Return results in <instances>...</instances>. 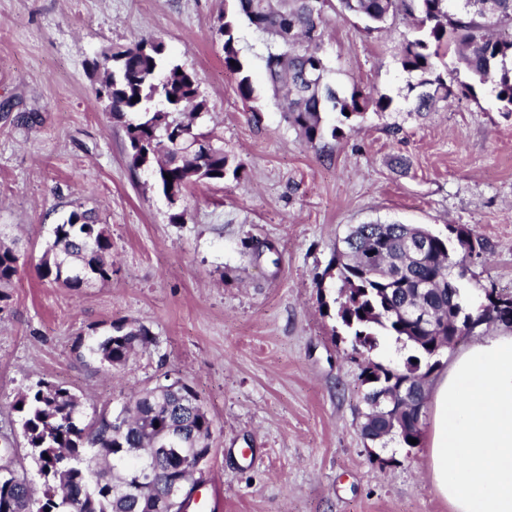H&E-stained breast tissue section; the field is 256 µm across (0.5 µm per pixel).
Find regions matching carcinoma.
I'll return each instance as SVG.
<instances>
[{"mask_svg": "<svg viewBox=\"0 0 512 512\" xmlns=\"http://www.w3.org/2000/svg\"><path fill=\"white\" fill-rule=\"evenodd\" d=\"M329 0H232L224 8L217 32L223 40L224 68L238 76V92L245 102L260 92L237 48L241 21L266 37L268 81L287 100L286 122L305 141L314 144L326 134L324 114L335 112L346 121L371 108L387 110L392 99L357 87L341 91L331 79V68L321 54L325 10ZM341 14L360 21L364 30L384 27L403 10L413 19V35L401 43L398 62L416 78L410 90L416 111L461 94L474 86H490L503 112H512V0H338ZM453 53L464 66L468 81L450 82L438 72V63ZM322 61V84L307 93L300 79L308 64ZM235 64H230V61ZM93 67L104 70L95 93L123 125L127 158L132 169L166 164L172 183L184 190L193 184H218L240 178L244 164L224 152V141L214 130L203 129L208 112L193 74L180 70L166 55L163 43L143 39L133 47H113L101 53ZM192 132L209 142L205 154L191 151V143L176 140L169 128ZM416 229L406 224H359L336 249L335 268L340 282L334 298L336 321L350 336L352 349L369 353L383 336L410 343L416 355L402 368L369 361L359 380L365 386L361 432L374 443L420 439L424 404L417 392L408 393L399 426L392 431L378 424L375 401L381 390L392 391L401 382L417 378L426 385L438 365L436 357L451 348L459 330L471 333L482 323L512 328V308L492 297L477 311L462 301L455 272H463L473 247L471 231H460L458 243L436 236L429 250L411 256L406 241ZM22 256L0 236V288L18 274ZM43 281L80 290L112 276V240L88 211L70 212L54 225L52 239L37 264ZM453 298H448V293ZM431 310L436 327L426 329L396 314L405 299ZM142 325L112 323L88 346V352L109 369L122 370L138 352L152 344ZM12 408L22 415L23 436L30 457L45 480V500L34 497L24 467L0 469V512H186L193 494L196 467L212 448L214 422L197 393L179 379L158 382L133 392L122 409L104 411L84 422L82 403L69 389L39 381L19 394ZM123 418L116 434L112 422ZM169 435L173 449L155 447ZM154 471L156 481H138V468Z\"/></svg>", "mask_w": 512, "mask_h": 512, "instance_id": "cac0c4a2", "label": "carcinoma"}]
</instances>
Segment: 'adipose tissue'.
<instances>
[{
  "label": "adipose tissue",
  "mask_w": 512,
  "mask_h": 512,
  "mask_svg": "<svg viewBox=\"0 0 512 512\" xmlns=\"http://www.w3.org/2000/svg\"><path fill=\"white\" fill-rule=\"evenodd\" d=\"M427 457L448 512H512V331L450 358L433 387Z\"/></svg>",
  "instance_id": "obj_1"
}]
</instances>
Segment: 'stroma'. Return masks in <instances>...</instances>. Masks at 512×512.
<instances>
[{"label":"stroma","instance_id":"35a3bbf8","mask_svg":"<svg viewBox=\"0 0 512 512\" xmlns=\"http://www.w3.org/2000/svg\"><path fill=\"white\" fill-rule=\"evenodd\" d=\"M224 0H0V232L27 255L0 302V465L29 463L12 404L44 380L82 402L85 420L115 411L164 377L188 383L215 423L202 493L212 512H448L426 447L380 446L360 430L363 408L350 338L328 307L330 268L347 229L370 221L441 235L470 229L478 255L458 283L478 307L512 292V112L489 88L416 111L399 66L409 22L365 33L327 10L322 54L344 90L392 97L307 144L267 91V47L241 25L239 47L264 96L244 107L214 28ZM163 41L196 77L205 128L241 160V179L192 186L185 223L126 159V133L97 102L102 50ZM91 210L112 239V277L74 291L36 270L54 224ZM251 238L270 244L244 250ZM154 342L119 372L89 352L110 323Z\"/></svg>","mask_w":512,"mask_h":512}]
</instances>
